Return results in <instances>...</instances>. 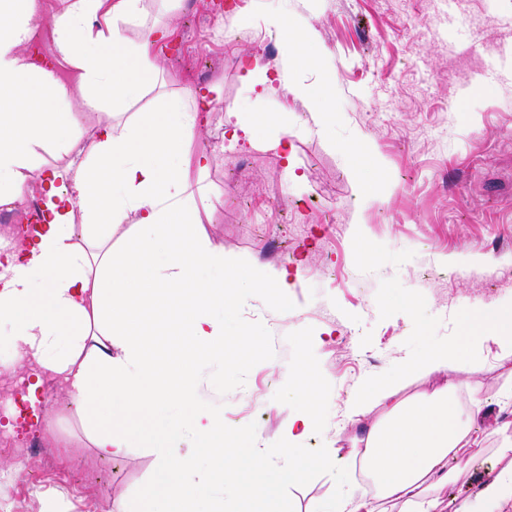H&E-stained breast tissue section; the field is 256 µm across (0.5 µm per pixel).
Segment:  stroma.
Returning <instances> with one entry per match:
<instances>
[{
  "label": "stroma",
  "mask_w": 512,
  "mask_h": 512,
  "mask_svg": "<svg viewBox=\"0 0 512 512\" xmlns=\"http://www.w3.org/2000/svg\"><path fill=\"white\" fill-rule=\"evenodd\" d=\"M270 3L242 0L245 26L216 0H174L164 18L147 4L145 24L163 18L174 33L156 48V81L119 106L116 121L133 126L187 90L222 86L223 101L187 145L213 156L205 174L189 176L204 187L197 230L225 252L288 268L295 313L284 316L265 292L250 291L224 327L261 332L263 349L225 358L223 372L203 377L199 399L223 407L225 428L276 442L301 408L291 382L304 340L322 337L324 401L305 445L346 453L356 427L345 413L362 381L457 343L463 313L512 300V56L497 53L512 35V0H288L304 50L288 64L304 83L326 87L336 120L325 135L304 101L284 89L258 94L241 79L242 56L281 47L261 23ZM314 50L325 55L321 66L304 58ZM228 104L287 113L290 156L234 133ZM355 139L374 150L383 173L365 167L353 177L344 148ZM363 239L375 246L368 260ZM409 299L416 313L395 315ZM29 412L22 428L1 414L0 430L24 446L39 433L38 417L51 413L69 448L51 463L1 452L0 512H121L158 482L151 449H129L118 461L98 456L63 386ZM507 464L479 449L446 492L449 508ZM340 485L337 471H316L281 494L290 512H319Z\"/></svg>",
  "instance_id": "obj_1"
}]
</instances>
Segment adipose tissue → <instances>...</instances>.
I'll return each instance as SVG.
<instances>
[{"mask_svg": "<svg viewBox=\"0 0 512 512\" xmlns=\"http://www.w3.org/2000/svg\"><path fill=\"white\" fill-rule=\"evenodd\" d=\"M46 16L44 0H0V207L24 204L31 188L43 197V222L28 236H0V347L12 370L51 376L64 385L100 457L120 459L134 446L156 451L159 485L130 500L125 512H223L232 493L238 512H279L284 481L336 464L335 450L299 452L314 431L323 395L320 372L304 360L293 387L303 401L280 441L298 467L276 469L252 458V479L239 482L245 436L228 432L222 408L202 405L198 380L225 354L250 355L259 332L224 333V319L246 299L245 288L288 305V271L242 263L193 232L198 217L186 164L206 172L208 154L186 160L184 145L222 88L202 92L193 108L171 102L136 127L100 124L81 143L86 112L136 98L158 71L156 44L169 27L142 26L139 42L124 31L141 24L142 0H63ZM50 19L54 56L71 81L42 62L31 45ZM262 90L288 89L310 104L328 132L333 114L323 88L302 84L287 63L265 73ZM60 146L70 159L33 163L34 146ZM137 228L122 253L112 229ZM221 272L209 280L205 271ZM495 323L494 365L503 380L497 400L512 407V302L461 318L463 339L401 359L391 373L365 380L348 418L360 424L351 458L369 477L367 491H343L323 512H443L441 492L467 467L469 449L488 434L479 425L481 360L467 338ZM441 374L432 391L402 397L408 381ZM169 405L181 418L162 433L141 428L139 416ZM457 512H512V467L463 501Z\"/></svg>", "mask_w": 512, "mask_h": 512, "instance_id": "ef3b65f1", "label": "adipose tissue"}]
</instances>
